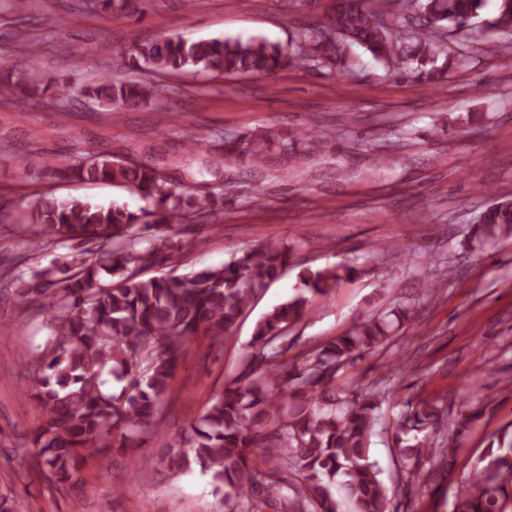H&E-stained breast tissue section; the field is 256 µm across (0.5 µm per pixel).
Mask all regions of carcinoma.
I'll list each match as a JSON object with an SVG mask.
<instances>
[{
	"instance_id": "cac0c4a2",
	"label": "carcinoma",
	"mask_w": 512,
	"mask_h": 512,
	"mask_svg": "<svg viewBox=\"0 0 512 512\" xmlns=\"http://www.w3.org/2000/svg\"><path fill=\"white\" fill-rule=\"evenodd\" d=\"M484 6L485 0H385L374 7L367 0H336L327 23L298 30L291 46L262 37H165L136 44L126 55L143 72L262 76L285 71L297 60L343 68L349 43L388 65L404 63L420 83L435 86L447 68L468 61L466 54L448 56L447 38L478 27ZM484 27L512 31V0H499L497 15ZM50 90L61 102L91 100L110 112L158 97L151 84L110 77L82 87L38 74L0 79V95L7 98ZM308 138V131L298 130L226 139L224 152L211 154L205 168L218 173L227 157L260 166L269 151L292 153ZM53 174L111 183L143 202L135 211L120 201L102 205L48 193L31 199L25 231L37 249L59 254L46 266L3 277L23 311L42 317L49 330L30 373L33 395L47 416L31 446L55 484L78 482L90 463L107 471L116 444L139 446L145 432L157 428L188 346L199 336L212 347L223 345L259 292L292 265L299 269L298 292L256 322L242 366L176 441L178 451L167 468L177 476L194 463L210 474L217 512H339L334 488L350 512H398L370 448L392 390L382 379L362 389L341 385L336 376L385 344L412 316L410 307L375 315L303 360H290L288 333L314 298L359 276L362 268L341 262L313 269L295 262L286 241L268 238L221 266L145 278V269L173 264L183 246H203L193 221L224 209L223 183L209 184L199 196L166 178L152 160L127 162L112 155L72 156L53 167ZM490 238H512V200L485 208L465 236V248H480ZM107 365L121 383L117 392L102 389ZM444 417L441 406L426 402L408 405L399 418L395 445L406 487L419 486L416 467L424 457L444 467L454 464L460 439L480 412L452 418L446 441L435 436ZM509 503L512 434H503L469 479L454 488L453 512H507Z\"/></svg>"
}]
</instances>
